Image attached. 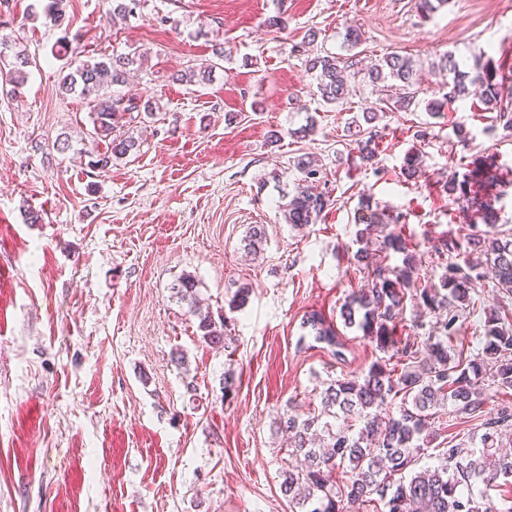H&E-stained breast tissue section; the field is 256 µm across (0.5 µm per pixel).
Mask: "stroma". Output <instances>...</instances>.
Wrapping results in <instances>:
<instances>
[{"instance_id":"stroma-1","label":"stroma","mask_w":512,"mask_h":512,"mask_svg":"<svg viewBox=\"0 0 512 512\" xmlns=\"http://www.w3.org/2000/svg\"><path fill=\"white\" fill-rule=\"evenodd\" d=\"M32 2L0 0V29L37 58L16 95L0 92V512H292L277 410L290 402L306 414L324 382L362 376L380 356L340 316L363 283L353 260L363 196L409 226L432 282L442 266L431 242L485 226L449 196L450 177L492 159L482 178L512 228V130L480 99H450L439 64L450 54L468 71L493 58L512 108V0H449L430 18L417 0H146L115 20L109 0H64L55 25L31 20ZM278 14L277 32L266 20ZM350 26L362 32L353 49ZM66 35L89 57L140 51L146 62L122 92L161 107L124 125L139 148L103 172L77 154L95 147L90 102L59 90L64 62L51 49ZM217 43L225 57L212 81H177ZM325 52L354 63L339 106L323 102L307 66ZM393 52L415 63L406 110L366 71ZM310 117L314 133L298 137ZM372 133L378 150L365 165L356 142ZM58 140L69 149H54ZM412 153L423 171L414 180L404 173ZM302 160L317 165L332 203L298 229L281 206ZM253 224L266 227L254 257L243 244ZM187 274L203 306L226 315L229 347L202 342L174 295ZM242 285L249 299L230 310ZM500 300L493 288L473 295L456 351L481 352L485 313ZM311 311L340 332L343 358L298 347ZM176 350L187 369L171 363Z\"/></svg>"}]
</instances>
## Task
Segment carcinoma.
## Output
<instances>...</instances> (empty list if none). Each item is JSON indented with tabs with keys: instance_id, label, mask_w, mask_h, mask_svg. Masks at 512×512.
<instances>
[{
	"instance_id": "cac0c4a2",
	"label": "carcinoma",
	"mask_w": 512,
	"mask_h": 512,
	"mask_svg": "<svg viewBox=\"0 0 512 512\" xmlns=\"http://www.w3.org/2000/svg\"><path fill=\"white\" fill-rule=\"evenodd\" d=\"M144 0H112V16L134 13ZM52 55L66 60L67 73L60 90L93 103L91 119L95 139L105 143L106 151L96 152L90 165L94 169L112 167V160L137 148L132 136L118 133L120 120L134 115L152 119L160 111L158 103L108 93L123 85L130 71L142 65L134 53L101 55L84 60L79 38L64 36ZM214 59L180 75V80H209L218 62L224 60V47L214 48ZM7 68L6 78L13 88L22 86L27 68L37 65L20 50L0 58ZM350 65L335 54L317 55L309 60L323 100L339 104L348 92ZM453 72L448 84L451 98L465 99L470 87L479 89L487 109L497 112V119L512 129V111L500 104L498 69L491 61L476 65L471 72L460 70L450 61ZM414 65L399 54H390L368 72L371 82L390 79L401 90L394 101L397 110L409 109L416 100ZM482 172L478 165L469 179L448 181L447 189L458 192L455 200L466 209L483 213L488 230L480 232L465 224L459 237H445L433 245L437 259L446 260L439 283L421 281L413 254L395 224L386 234L371 238L373 228L386 229L381 213L365 201L358 223L365 228L356 232L359 244L354 254L363 267L365 283L344 300L340 315L348 327H356L375 343L382 353L359 378L334 379L323 384L319 414L302 417L290 408L278 413L276 429L288 432L290 455L303 457L301 465L282 472L281 490L298 512H360L365 504L377 503L380 512H493L484 502L476 484L485 485L499 478H512V445L502 444L503 431L512 426V407L502 406L495 415L483 420L479 444L458 442L437 455L438 464L417 468L433 435L432 420L451 404L464 418L479 417L492 399L490 390L512 389V324L503 323L500 310L493 309L485 321L482 352L471 358L454 359L448 344L458 337L463 322L461 306L469 303L471 293L491 284L503 297L512 296V228L499 229L494 205L468 190ZM331 205L330 196L297 183L291 199L283 205L287 223L306 227L316 221ZM266 239L265 228L251 226L245 235V249L256 254ZM375 251L403 254L402 265L370 264L364 259ZM471 253L485 257V263L467 258ZM197 283L186 275L174 285L180 300L199 319L200 338L207 345L223 346L231 340L224 315L201 312L196 305ZM435 319L437 334L418 341H396L393 333L402 320L406 303ZM315 342L326 345L334 355L343 356L344 342L333 324L316 311L302 321ZM355 420L360 428L338 426L335 421ZM347 469L348 481L336 483V471Z\"/></svg>"
}]
</instances>
